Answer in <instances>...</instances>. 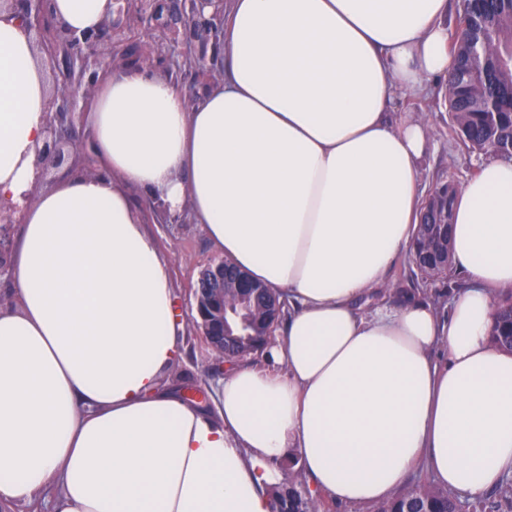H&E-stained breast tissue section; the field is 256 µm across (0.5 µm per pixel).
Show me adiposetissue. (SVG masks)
<instances>
[{
  "label": "adipose tissue",
  "instance_id": "ef3b65f1",
  "mask_svg": "<svg viewBox=\"0 0 512 512\" xmlns=\"http://www.w3.org/2000/svg\"><path fill=\"white\" fill-rule=\"evenodd\" d=\"M71 29L112 0H52ZM450 0H227L222 76L188 106L153 65L114 73L84 121L102 164L38 193L0 288V507L270 512L297 454L341 505L392 500L416 470L476 501L512 475V352L489 336L512 289V160L456 191L444 309L381 297L420 219L425 121L397 100L455 66ZM47 92L0 12V197L33 182ZM189 208L225 260L288 303L211 403L182 358L168 262L129 189Z\"/></svg>",
  "mask_w": 512,
  "mask_h": 512
}]
</instances>
